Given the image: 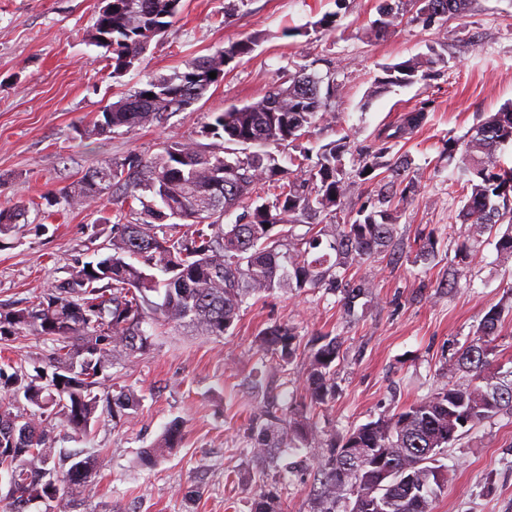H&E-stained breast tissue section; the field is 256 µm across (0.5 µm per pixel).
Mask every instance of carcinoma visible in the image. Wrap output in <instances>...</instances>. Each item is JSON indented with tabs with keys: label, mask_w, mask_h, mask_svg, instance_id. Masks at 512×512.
<instances>
[{
	"label": "carcinoma",
	"mask_w": 512,
	"mask_h": 512,
	"mask_svg": "<svg viewBox=\"0 0 512 512\" xmlns=\"http://www.w3.org/2000/svg\"><path fill=\"white\" fill-rule=\"evenodd\" d=\"M102 3L92 39L110 53L112 77L119 78L140 61L152 40L179 14L181 0H112ZM472 0H378L374 36L389 32L402 11L431 25L446 23L471 8ZM241 39L213 55L190 58L183 70L153 76L137 90L106 106L85 125L83 134L130 132L162 124L202 99L224 78V68L254 51ZM435 60L410 58L382 67L378 88L404 87L425 79ZM216 73V78L209 73ZM307 66L287 73L260 101L231 107L214 116L205 136L222 143L202 144L193 137L167 141L154 155L130 153L103 161L58 194L48 206L65 203L83 208L121 192L138 200L136 222H110L112 234L99 246L103 254L89 263L76 261L67 278L0 312V341L31 333L51 343L49 367L29 374L24 365L12 372L0 367V472L14 479L7 493L9 512H27L42 502L49 512H70V494L89 482L93 460L86 457L58 478L49 463L57 454L54 433L60 426L85 435L103 412L115 422L137 411L140 399L111 383L108 370L117 358L146 353L152 346L146 324L189 329L222 337L240 316L247 299L308 286L342 293L344 310L368 293L371 283L351 275L379 249L389 246L393 224L386 211L362 208L357 218L338 222L350 189L382 178L400 186L411 179L402 158L386 159L388 148L366 154L345 169L346 142H332L318 152L300 149L291 159L296 172L281 168L263 147L299 142L320 125L337 123L328 99L336 85ZM423 109L406 113L381 134L398 141L421 126ZM242 146L233 159L224 142ZM512 141V106L474 127L462 157L471 195L462 208L464 223L481 234L501 224L511 230L496 243L512 255V167L497 157ZM383 174H378V171ZM302 235L295 227L313 216ZM19 202L0 208V235L27 221ZM91 271H86V267ZM512 306L490 308L477 336L457 351L456 370L463 381L438 385L426 396L390 417H380L342 434H325L309 413L336 394L335 362L342 341L318 337L305 354L303 386L306 414L289 418L271 409L258 431L252 454L275 464L282 448L307 449L319 471L313 512H433L447 483L437 456L481 424L512 418V367L495 363L496 336ZM300 347L286 324L267 328L261 350L271 368L290 363ZM106 390L100 397L97 390ZM33 409H28V406ZM183 438L182 424H169L156 446L143 451L156 460ZM251 512H284L281 498L258 495Z\"/></svg>",
	"instance_id": "obj_1"
}]
</instances>
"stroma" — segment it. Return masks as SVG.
Here are the masks:
<instances>
[{
    "mask_svg": "<svg viewBox=\"0 0 512 512\" xmlns=\"http://www.w3.org/2000/svg\"><path fill=\"white\" fill-rule=\"evenodd\" d=\"M180 15L150 44L142 62L113 78L104 48L91 39L99 0H0V206L30 205L28 221L0 238V307L29 299L67 277L75 259L93 261L102 217L128 212L118 198L67 209L36 207L44 194L77 181L101 161L157 153L164 141L199 135L216 113L260 101L288 70L313 66L332 74L330 107L340 126L318 127L310 148L348 137L345 164L376 149L378 135L405 113L424 109V124L390 148L418 172L406 201L387 208L394 245L365 264L372 290L351 312L337 294L309 288L249 301L224 337L156 327L142 355L110 370L141 399L134 417L101 416L87 436L65 430L59 447L94 456L95 473L74 497L72 512H250L254 497L275 493L288 512H312L317 470L307 453L271 468L251 453L270 401L303 407L305 361L285 372L260 367L258 337L275 324L301 343L331 334L342 340L336 398L316 417L324 429L349 427L395 413L442 382L455 379L457 349L475 335L491 306L512 302V257L496 235H471L459 212L465 176L461 151L471 128L512 105V0H474L444 25L403 18L394 33L369 28L376 0H182ZM335 14L322 34L317 21ZM255 38L252 54L227 71L204 98L160 126L91 138L78 130L106 105L168 75L185 60ZM437 55L428 77L377 89L382 66ZM468 263H460V247ZM461 271L456 289L441 280ZM184 437L150 466L140 455L173 420ZM448 482L434 512H512V419L482 424L441 456Z\"/></svg>",
    "mask_w": 512,
    "mask_h": 512,
    "instance_id": "35a3bbf8",
    "label": "stroma"
}]
</instances>
